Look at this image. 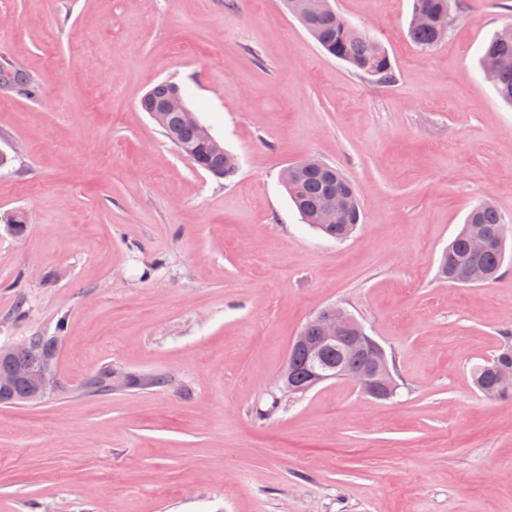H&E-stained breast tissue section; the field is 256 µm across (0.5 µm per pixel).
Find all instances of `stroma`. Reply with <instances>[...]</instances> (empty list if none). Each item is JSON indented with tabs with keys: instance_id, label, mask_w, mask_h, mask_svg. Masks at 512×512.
<instances>
[{
	"instance_id": "35a3bbf8",
	"label": "stroma",
	"mask_w": 512,
	"mask_h": 512,
	"mask_svg": "<svg viewBox=\"0 0 512 512\" xmlns=\"http://www.w3.org/2000/svg\"><path fill=\"white\" fill-rule=\"evenodd\" d=\"M331 5L395 83L326 55L281 0H0V64L38 87L0 92V348L55 337L60 382L0 405V512H512V396L471 378L512 328V264L486 286L437 277L478 201L512 224V107L479 66L512 0H464L427 52L413 0ZM164 80L234 177L140 109ZM312 156L357 187L346 241L280 182ZM334 305L398 396L328 380L271 410L293 339ZM107 366L169 383L86 393Z\"/></svg>"
}]
</instances>
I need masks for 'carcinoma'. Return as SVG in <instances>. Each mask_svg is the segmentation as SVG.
Segmentation results:
<instances>
[{
    "label": "carcinoma",
    "instance_id": "1",
    "mask_svg": "<svg viewBox=\"0 0 512 512\" xmlns=\"http://www.w3.org/2000/svg\"><path fill=\"white\" fill-rule=\"evenodd\" d=\"M305 4L308 18L304 26L327 54L347 63L358 74L369 75L383 84L394 82V67L378 41L357 30L334 9H324V0H305ZM461 8V0H414L413 16L408 27L409 39L421 51L433 49L440 43L437 17L446 11L456 18ZM490 72L498 76L497 82L493 84L498 97L512 105V33L506 34L500 30L487 45L482 60V73L486 75ZM0 90L25 97L37 93L31 77L11 65L0 66ZM176 92H181L176 83L161 82L142 97L141 109L151 114L157 103ZM161 130L174 148L188 160L204 159L203 170L214 177L229 179L237 173V157L228 150L214 152L201 143L193 124L186 119L184 113H166ZM342 190L350 191L352 198L346 219L340 224L316 223L319 212L329 199ZM287 193L301 219L328 237L344 240L353 234L360 223L361 205L354 184L339 168L326 162L317 168L303 170L296 185L288 186ZM503 224L504 217L493 201L487 199L479 202L448 244L440 263V277L450 283L463 285L465 273L480 271L484 275L480 284L495 280L507 256V241H500L495 236ZM480 234L489 238V244L483 252L475 254L471 250L470 239ZM504 335L506 342L499 353L473 371V383L485 398L495 399L512 393V380L505 382L499 375L500 368L512 365V332L507 330ZM367 360V350H348L336 343L321 347L315 357L296 348L288 354V386L305 393L313 374L354 371ZM114 377L123 380L126 387L165 386L169 383L163 375L144 379L105 369L89 379L86 388L93 393L109 392Z\"/></svg>",
    "mask_w": 512,
    "mask_h": 512
}]
</instances>
